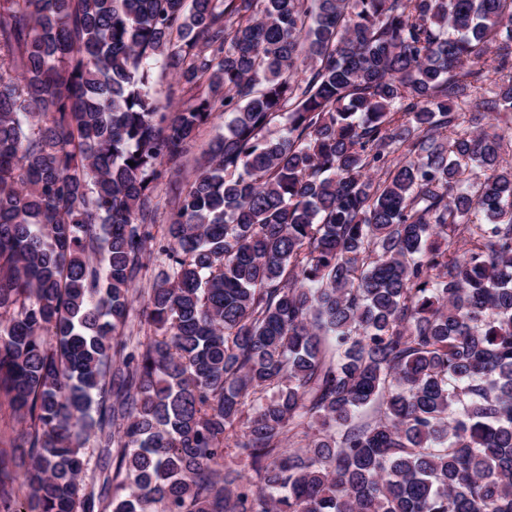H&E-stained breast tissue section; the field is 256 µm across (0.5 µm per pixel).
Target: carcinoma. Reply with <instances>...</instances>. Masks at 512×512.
Instances as JSON below:
<instances>
[{
    "label": "carcinoma",
    "instance_id": "carcinoma-1",
    "mask_svg": "<svg viewBox=\"0 0 512 512\" xmlns=\"http://www.w3.org/2000/svg\"><path fill=\"white\" fill-rule=\"evenodd\" d=\"M511 143L512 0H0V507L512 512ZM224 125V115L215 116L212 122L207 125L201 135L198 137L195 147L193 149L192 154L189 156V160L183 169L182 173L178 176H169L162 185L158 188L159 200L161 202V211L168 212L169 208L164 206L167 203V193L169 191V182L177 181V183H185L187 180H191L194 177L196 168H197V160L202 156L203 152L207 150L208 144L210 140L221 131L222 126Z\"/></svg>",
    "mask_w": 512,
    "mask_h": 512
}]
</instances>
